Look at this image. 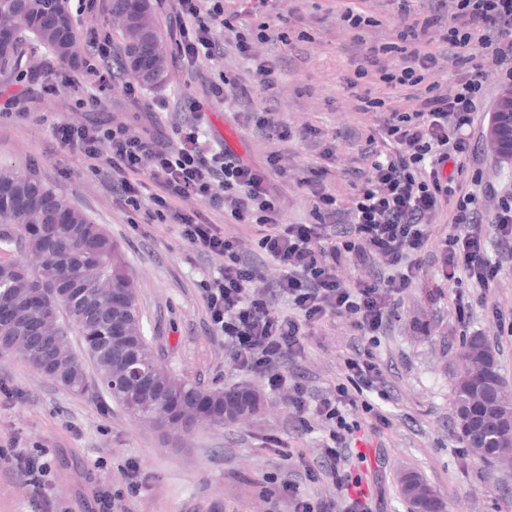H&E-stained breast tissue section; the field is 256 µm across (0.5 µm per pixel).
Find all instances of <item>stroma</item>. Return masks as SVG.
I'll list each match as a JSON object with an SVG mask.
<instances>
[{
  "label": "stroma",
  "instance_id": "35a3bbf8",
  "mask_svg": "<svg viewBox=\"0 0 512 512\" xmlns=\"http://www.w3.org/2000/svg\"><path fill=\"white\" fill-rule=\"evenodd\" d=\"M333 0H278L281 15L302 16L306 39L270 47L281 61L275 90L255 89L251 101L219 102L209 96L217 71L205 68L186 76L169 68L166 83L143 87L140 103L121 88L98 92L71 88L58 95L29 92L37 68L61 67L60 59L27 42L18 70L0 72V93L28 90L15 112L0 111V166L52 187L69 204L103 225L121 250L136 292L144 336L159 366L208 390L235 384L262 398L255 413L237 422L201 424L178 432L144 422L125 412L97 389L82 395L31 369L14 356L0 357V512H40L33 489L17 468L23 453L49 463L45 495L51 512H101L99 496H121L128 512H289L277 491L293 478L291 457L316 453L320 428L305 431L288 416L283 396L263 381L239 378L213 335L201 303V284L217 263L195 253L173 224L129 223L112 200L103 176L81 157L58 146L51 125L79 112L88 117L111 114L149 134L169 131L155 125L144 107L162 100L200 102L210 127L232 126L239 155L261 163L267 142L237 125L235 112L267 107L294 125L313 124L334 133L338 144L332 183L348 200L360 182L355 156L364 145L356 90L346 79L361 46L340 24ZM475 304L468 323L458 321L453 298ZM479 289L461 285L438 291L425 274L408 293L377 354L387 379L383 406L392 424L373 435L372 460L360 466L361 486L380 499V512H409L401 477L417 473L437 495L441 512H512V467L486 464L454 427L453 387L463 367V342L481 332L497 360L502 383L512 396V336L500 335L477 302ZM352 338L343 326L313 337L302 369L318 391L344 383L342 358ZM278 442L279 454L268 451ZM136 462L141 483L128 480V462Z\"/></svg>",
  "mask_w": 512,
  "mask_h": 512
}]
</instances>
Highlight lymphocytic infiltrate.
<instances>
[{
    "instance_id": "obj_1",
    "label": "lymphocytic infiltrate",
    "mask_w": 512,
    "mask_h": 512,
    "mask_svg": "<svg viewBox=\"0 0 512 512\" xmlns=\"http://www.w3.org/2000/svg\"><path fill=\"white\" fill-rule=\"evenodd\" d=\"M395 2L394 41L367 44L349 83L400 89L405 97L398 105L388 97H362L368 146L358 155L361 183L347 204L329 186L335 136L314 125L294 127L266 108L235 115L265 139L318 146L317 162L296 181L309 201L304 222L281 221L287 156L268 152L257 167L210 141L195 101L183 102L170 133L158 136L111 116L67 117L51 126L57 143L103 173L122 208L176 225L197 254L218 259L216 275L202 286V301L234 371L285 391L289 416L300 428L323 426L317 454H298L296 464L309 479L331 478L336 495L316 497L294 482L282 483L291 512H376L373 498L352 493L345 467L356 453L358 414L368 415L373 431L389 425L375 349L425 271L445 287L466 280L487 292L498 287L504 269H512V182L484 183L483 170L464 164L481 142L478 107L489 71L512 88V0H434L425 14L411 11L410 0ZM170 25L181 69L194 74L223 62L217 34L225 30L257 85L275 88L278 62L262 57L259 47L286 45L291 37L270 17L240 27L226 16L224 0H173ZM86 46L74 69L52 70L42 92L55 95L83 81L101 92L121 86L138 101L140 88L125 79L111 37L88 29ZM446 66L455 74L449 87L439 80ZM444 165L450 168L445 176ZM195 200L206 201L225 221L256 229V248L193 209ZM338 320L361 344L343 359L344 383L316 392L300 367L310 337Z\"/></svg>"
}]
</instances>
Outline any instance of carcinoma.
<instances>
[{"label":"carcinoma","mask_w":512,"mask_h":512,"mask_svg":"<svg viewBox=\"0 0 512 512\" xmlns=\"http://www.w3.org/2000/svg\"><path fill=\"white\" fill-rule=\"evenodd\" d=\"M62 22V35L70 49L64 50L43 29L46 18ZM0 25L20 30V37H33L56 55L77 53L80 35L73 23L70 0H0ZM139 47L138 31L127 27L124 34V64ZM21 43L0 51V71L20 66ZM0 181L15 184L18 193L44 200L51 198L63 208L56 210H15L12 201L0 199V244L41 254L43 261L33 271L18 263L0 264V304L14 305L18 316L13 326L0 328V348L11 346L14 337H27L23 360L35 371L55 380L67 390L80 394L90 383L85 361L96 371L97 386L131 415L158 426L190 429L200 422L202 404L218 406L222 391L205 390L191 382L154 369L157 389L145 390L125 377L128 361L151 351L142 330L136 295L122 262L119 247L102 225L92 223L55 192L34 177H22L1 167ZM109 281L125 294L119 316L126 335H112L114 311L103 306L98 284ZM37 297L45 313L59 322L58 336L45 341L30 330L33 316L23 306L26 296ZM81 340L82 352L73 349L72 338ZM464 373L454 389L456 426L465 432L467 443L482 450L490 464L509 459L512 441L499 437L512 434V422L501 419L496 410L508 405L492 350L484 336L474 333L463 351ZM404 496L415 512H440L434 491L415 473L401 481Z\"/></svg>","instance_id":"carcinoma-1"}]
</instances>
